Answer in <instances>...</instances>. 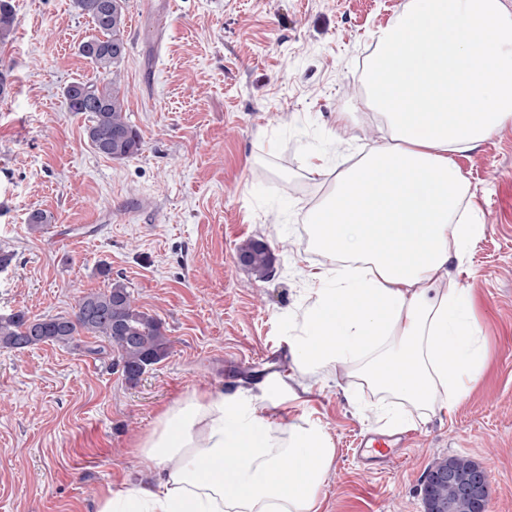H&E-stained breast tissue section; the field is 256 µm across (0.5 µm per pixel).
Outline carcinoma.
<instances>
[{
	"mask_svg": "<svg viewBox=\"0 0 512 512\" xmlns=\"http://www.w3.org/2000/svg\"><path fill=\"white\" fill-rule=\"evenodd\" d=\"M74 4L89 18L95 31L79 45L78 52L93 69L111 79L71 82L64 89L68 111L88 116L85 134L96 153L113 160L131 158L140 151L142 137L127 118L118 71L127 51V0H74ZM15 26L13 0H0V42L8 40ZM239 253L245 257L247 267L261 277L273 264L270 249L259 240L244 242ZM81 334L107 341L117 351L130 381L143 369L163 360L169 348L160 323L138 309L128 286L120 280L113 281L105 291L81 297L72 316L32 319L23 311L0 313V348L21 352L42 343L69 344ZM475 466L471 459L456 457L439 461L434 468L449 467L468 479ZM430 495L453 503V512H475L473 503L458 498L451 486L433 484Z\"/></svg>",
	"mask_w": 512,
	"mask_h": 512,
	"instance_id": "1",
	"label": "carcinoma"
}]
</instances>
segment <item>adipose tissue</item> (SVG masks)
Wrapping results in <instances>:
<instances>
[{"instance_id":"obj_1","label":"adipose tissue","mask_w":512,"mask_h":512,"mask_svg":"<svg viewBox=\"0 0 512 512\" xmlns=\"http://www.w3.org/2000/svg\"><path fill=\"white\" fill-rule=\"evenodd\" d=\"M475 27L487 41H472ZM373 40L367 105L394 143L342 172L310 211L313 242L337 266L306 270L289 343L295 375L348 368L394 400L399 429L453 408L485 366L469 295L441 282L482 232L453 221L467 193L455 156L512 123V13L501 0H410ZM417 100L428 110L413 111ZM278 395L208 388L165 407L133 449L149 481L103 488L96 512H320L334 444L270 417Z\"/></svg>"}]
</instances>
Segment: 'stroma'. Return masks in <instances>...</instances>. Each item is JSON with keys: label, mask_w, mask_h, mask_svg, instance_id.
<instances>
[{"label": "stroma", "mask_w": 512, "mask_h": 512, "mask_svg": "<svg viewBox=\"0 0 512 512\" xmlns=\"http://www.w3.org/2000/svg\"><path fill=\"white\" fill-rule=\"evenodd\" d=\"M406 0H127L120 66L134 157L95 153L85 116L63 89L98 74L79 55L92 33L73 0H13L0 44L10 72L0 96V313L70 315L79 299L123 280L170 341L165 359L127 380L107 342L0 348V512H95L100 487L146 479L131 453L158 412L201 388L256 397L282 387L272 414L323 429L336 455L322 512H423V476L466 456L489 474L491 512H512V123L456 156L470 186L468 221L482 235L448 264L466 289L487 354L481 378L449 411L427 413L386 467L355 453L384 432L368 390L346 369L306 388L265 373L306 303L307 266H331L309 245L307 212L355 147L390 140L365 105L359 55ZM349 113L336 127L337 113ZM335 169L310 178L306 160ZM49 217L30 231V211ZM268 244L271 277L237 259ZM109 275H101L100 266Z\"/></svg>", "instance_id": "stroma-1"}]
</instances>
